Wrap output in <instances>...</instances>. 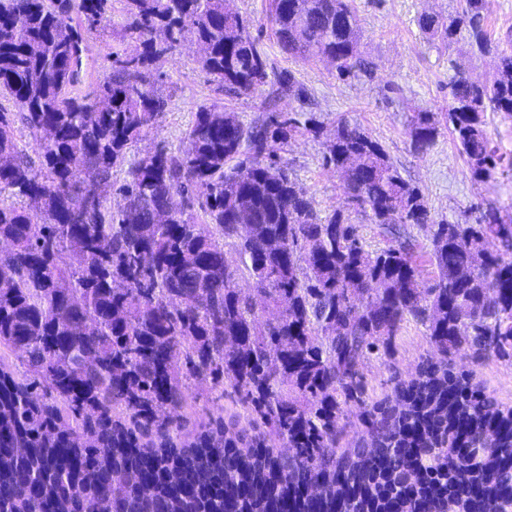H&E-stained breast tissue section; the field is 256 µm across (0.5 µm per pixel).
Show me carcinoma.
Segmentation results:
<instances>
[{
	"instance_id": "1",
	"label": "carcinoma",
	"mask_w": 512,
	"mask_h": 512,
	"mask_svg": "<svg viewBox=\"0 0 512 512\" xmlns=\"http://www.w3.org/2000/svg\"><path fill=\"white\" fill-rule=\"evenodd\" d=\"M108 2L0 0V97L19 110L0 112V240L13 243L0 253V347L26 367L0 368V512L58 501L68 512H512V406L478 374L489 360L512 364V220L489 209L476 224L433 223L382 145L342 120L326 135L312 118L245 123L202 105L178 152L127 159L166 108L158 59L201 42L202 69L240 95L264 83L267 60L247 20L224 16L227 0H121L117 18ZM487 10L459 0L446 18L417 20L448 46L465 30L495 55L490 83L452 78L445 113L479 181L503 161L486 113L512 118V50L487 39ZM269 15L288 54L335 59L342 80L368 69L349 0H269ZM108 27L141 51L72 96L85 37ZM100 97L108 108L92 106ZM18 121L52 132L37 162ZM303 130L326 135L324 164L348 169L344 196L383 246L369 248L343 210L320 217L291 177L278 152ZM437 134L434 116H419L415 149ZM415 226L430 232L431 279L415 261ZM238 278L266 309L234 292ZM410 319L434 354L374 399L363 366L392 358ZM459 357L471 368L456 370ZM190 379L210 380L218 400L231 387L253 434L229 440L218 422L175 442ZM349 403L364 427L353 448L338 426ZM124 412L138 429L112 419ZM152 431L160 442H142ZM74 467L87 478L77 493ZM171 469L180 482L166 481ZM24 482L34 495L15 494ZM312 483L325 493L309 495Z\"/></svg>"
}]
</instances>
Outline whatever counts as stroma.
<instances>
[{"label":"stroma","mask_w":512,"mask_h":512,"mask_svg":"<svg viewBox=\"0 0 512 512\" xmlns=\"http://www.w3.org/2000/svg\"><path fill=\"white\" fill-rule=\"evenodd\" d=\"M350 4L361 28L363 56L371 67L342 81L331 63L305 64L280 48L269 19L268 0H234V10L247 20L248 33L269 58L265 83L249 95L230 94L202 70L193 52L179 48L166 54L153 72L167 96V107L137 143L136 152L159 147L177 151L198 107L213 103L246 122L272 116H289L301 123L313 118L330 130L343 119L383 145L401 176L420 190L435 221L471 224L489 207L512 218V175L488 181L471 179L447 125H440L428 150H416L412 144L417 113L447 111L448 84L456 72L474 82L487 81L493 74L494 56L479 54L468 37L447 48L420 31L417 19L421 13L448 15L455 10L456 0H350ZM84 46L85 66L71 89L77 97L92 92L110 72L115 55L136 51L135 43L109 30L87 36ZM288 74L304 88V98L276 94L279 79ZM324 142L321 136L299 134L281 154L323 217L346 207L339 175L324 164ZM396 347L392 361L373 357L366 362L364 374L372 397L389 393L394 377H408L432 353L423 328L411 321L402 325ZM186 394L178 440L191 441L218 420L232 434L247 427V411L232 390H225L219 401L210 381L191 379Z\"/></svg>","instance_id":"1"}]
</instances>
